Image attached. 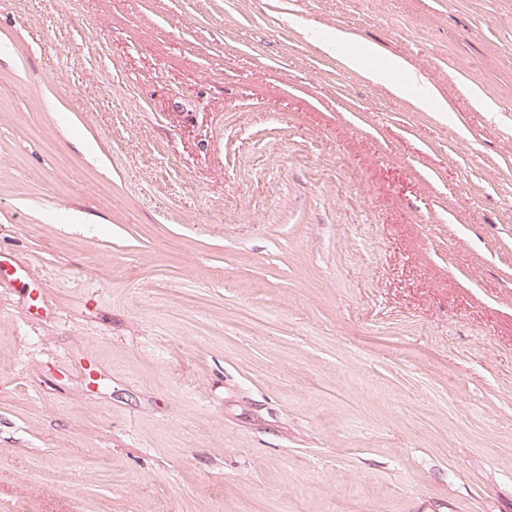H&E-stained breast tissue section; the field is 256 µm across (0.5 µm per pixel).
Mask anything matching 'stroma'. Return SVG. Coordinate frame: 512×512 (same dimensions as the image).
Here are the masks:
<instances>
[{"instance_id":"obj_1","label":"stroma","mask_w":512,"mask_h":512,"mask_svg":"<svg viewBox=\"0 0 512 512\" xmlns=\"http://www.w3.org/2000/svg\"><path fill=\"white\" fill-rule=\"evenodd\" d=\"M0 276V512H512V0H0ZM389 65L398 75V80L388 81L386 73L381 69H375L368 72L367 77L377 84H383L388 90L397 96L412 91L418 98L434 105L435 112H452L448 101L442 98L433 88H430L423 77L401 58L393 56L390 58Z\"/></svg>"}]
</instances>
